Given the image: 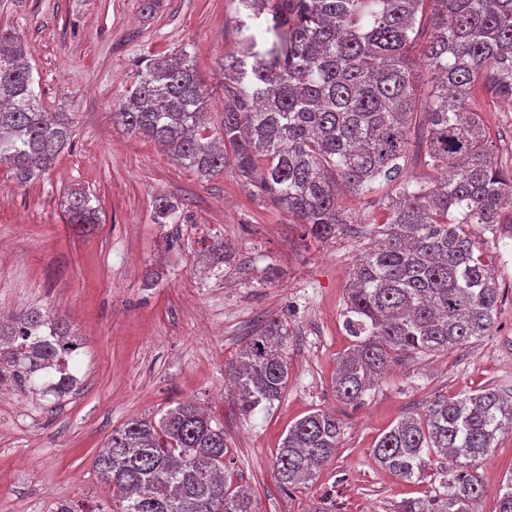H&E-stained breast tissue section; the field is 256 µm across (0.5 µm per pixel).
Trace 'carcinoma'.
Instances as JSON below:
<instances>
[{
    "label": "carcinoma",
    "instance_id": "cac0c4a2",
    "mask_svg": "<svg viewBox=\"0 0 512 512\" xmlns=\"http://www.w3.org/2000/svg\"><path fill=\"white\" fill-rule=\"evenodd\" d=\"M238 51L220 63L224 121L208 135V92L194 57L181 49L149 59L115 106L113 125L165 147L203 179L232 166L254 196L291 214L319 242L348 217L342 186L363 195L394 184L385 218L346 288L344 327L351 349L333 387L352 407L397 358L433 355L488 336L499 288L465 227L498 232L512 213V167L501 168L478 101L512 102V0H238ZM432 31L420 39L421 14ZM421 45L426 78L411 55ZM30 47L0 29V166L28 183L70 144L67 112H50L34 87ZM426 115L422 151L439 176L401 177L418 105ZM68 223H97L80 188L63 201ZM171 196L154 200L157 224H176ZM287 327H261L233 365L241 411L269 410L288 383ZM82 343L69 323L39 309L0 322V380L59 400L79 385L71 366ZM512 427V396L492 388L441 397L419 418L381 434L375 460L407 481L436 458L438 486L397 512H477L484 486L477 467L496 434ZM344 423L318 409L288 426L275 457L280 483L315 479L339 448ZM224 430L190 403L159 418L133 419L112 432L95 467L112 485L120 512H257L233 484ZM495 512H512V473Z\"/></svg>",
    "mask_w": 512,
    "mask_h": 512
}]
</instances>
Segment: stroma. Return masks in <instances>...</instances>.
I'll use <instances>...</instances> for the list:
<instances>
[{
  "label": "stroma",
  "mask_w": 512,
  "mask_h": 512,
  "mask_svg": "<svg viewBox=\"0 0 512 512\" xmlns=\"http://www.w3.org/2000/svg\"><path fill=\"white\" fill-rule=\"evenodd\" d=\"M237 0H0V28L31 46L45 107L70 113L73 137L41 177L18 183L0 166V314L40 307L66 317L84 342L81 384L61 401L18 388L0 392V512H102L112 488L94 461L114 429L191 401L224 428L235 484L259 512H396L431 491L433 472L409 482L377 464L372 449L401 418L440 397L484 387L512 395V242L472 225L501 289L491 335L431 356L408 355L352 409L332 384L352 345L342 325L345 289L384 215L392 189L341 194L349 222L326 242L303 238L286 211L257 199L234 169L210 180L179 166L155 141L124 133L112 111L145 59L187 50L211 92L206 121L224 117L220 58L236 49ZM495 160L512 167V105L486 99ZM96 198L99 222L75 233L61 206L68 189ZM184 203L180 223L153 221L156 196ZM228 243L251 257L250 274L211 252ZM278 277L267 281L266 266ZM288 328V384L266 412L245 416L226 388L261 319ZM330 408L345 423L335 457L313 482L282 487L274 458L288 425ZM479 473L480 512H494L512 473L504 428Z\"/></svg>",
  "instance_id": "1"
}]
</instances>
